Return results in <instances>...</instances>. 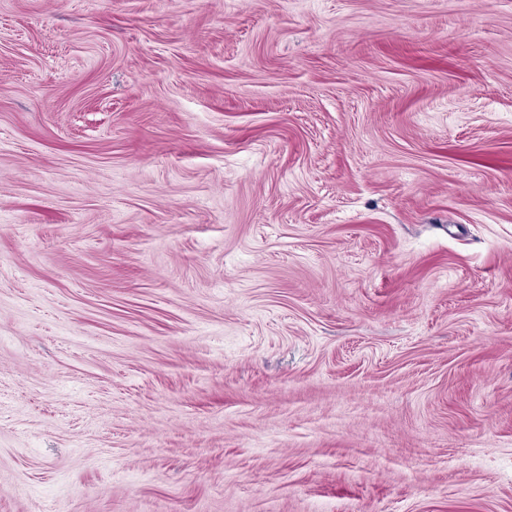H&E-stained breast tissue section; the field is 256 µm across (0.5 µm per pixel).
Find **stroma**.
I'll list each match as a JSON object with an SVG mask.
<instances>
[{"instance_id": "35a3bbf8", "label": "stroma", "mask_w": 512, "mask_h": 512, "mask_svg": "<svg viewBox=\"0 0 512 512\" xmlns=\"http://www.w3.org/2000/svg\"><path fill=\"white\" fill-rule=\"evenodd\" d=\"M0 512H512V0H0Z\"/></svg>"}]
</instances>
